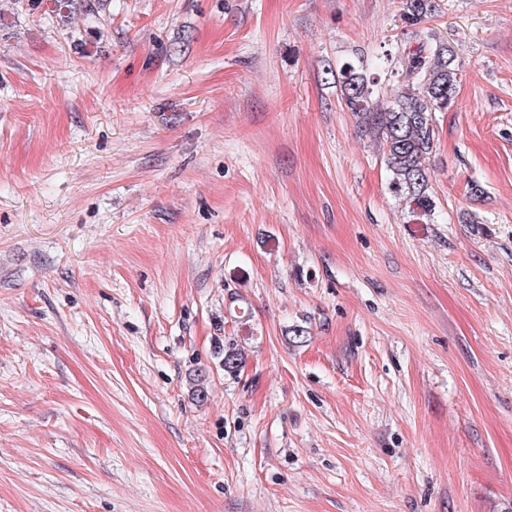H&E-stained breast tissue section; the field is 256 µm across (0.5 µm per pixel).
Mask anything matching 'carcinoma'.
<instances>
[{"label": "carcinoma", "mask_w": 512, "mask_h": 512, "mask_svg": "<svg viewBox=\"0 0 512 512\" xmlns=\"http://www.w3.org/2000/svg\"><path fill=\"white\" fill-rule=\"evenodd\" d=\"M101 0H54L72 5L87 17L98 13ZM437 10L436 0H403L407 21L416 25ZM459 70L454 51L442 41H423L404 47L388 67L386 81L395 84L389 100L381 103L377 80L363 61L345 62L336 73L341 100L356 119L361 135L383 151L390 185L422 217L434 215L429 193L428 163L437 147L438 130L433 115L456 103ZM243 363L241 352L224 350V371L235 373Z\"/></svg>", "instance_id": "1"}]
</instances>
